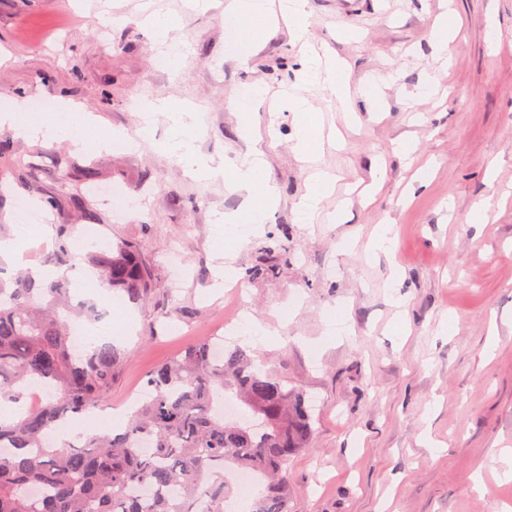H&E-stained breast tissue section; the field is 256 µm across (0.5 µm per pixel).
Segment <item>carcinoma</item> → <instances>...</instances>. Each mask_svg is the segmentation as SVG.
Returning <instances> with one entry per match:
<instances>
[{"label":"carcinoma","instance_id":"1","mask_svg":"<svg viewBox=\"0 0 512 512\" xmlns=\"http://www.w3.org/2000/svg\"><path fill=\"white\" fill-rule=\"evenodd\" d=\"M31 170L0 141V181L25 186ZM65 202L96 220L84 198ZM73 230L55 225L58 265L73 260ZM84 261L107 289L133 303L153 288L154 273L135 241L90 249ZM4 270L0 263V397L19 402L46 385L57 394L28 406L17 421L0 422V512H224L228 469L267 479L253 512H290L288 464L312 441L310 409L299 388L256 362L247 347L227 349L217 360L212 339L201 338L150 371L149 397L128 415L123 432L79 433L75 442L49 447L48 434L105 401L123 356L110 343L85 353L70 347L67 317L92 315L71 307L64 282L6 279ZM226 393L244 406L241 420L226 421L216 411ZM142 439L150 440L153 454L139 451ZM144 483L154 496L140 494ZM34 484L43 489L36 497Z\"/></svg>","mask_w":512,"mask_h":512}]
</instances>
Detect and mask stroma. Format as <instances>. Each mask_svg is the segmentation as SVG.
<instances>
[{
  "label": "stroma",
  "mask_w": 512,
  "mask_h": 512,
  "mask_svg": "<svg viewBox=\"0 0 512 512\" xmlns=\"http://www.w3.org/2000/svg\"><path fill=\"white\" fill-rule=\"evenodd\" d=\"M224 2L197 13L187 0H0V50L11 54L0 102L77 104L136 142L78 152L64 138H11L40 193L87 196L99 246L136 241L154 272L135 305L73 288L82 252L65 278L72 303H93L107 324L132 316L114 339L125 358L112 403L239 311L274 329L252 350L311 403L312 443L288 466L291 512H512V0H307L302 41L282 21L251 39L225 25ZM147 10L177 22L172 69L154 66ZM443 15L459 28L444 60L432 44ZM306 41L345 62L353 109L305 79ZM285 93L345 135L317 158L339 180L304 223L310 170L293 151L296 119L272 109ZM158 100L193 112L188 133L223 176L190 174L161 151L165 113L145 125L133 109ZM402 141L411 158L397 153ZM256 143L279 201L228 254L212 226L246 207L224 175ZM101 185L128 209L101 203ZM479 209L486 223H471ZM378 224L394 229L390 252L371 247ZM172 246L188 267L178 288ZM228 263L242 274L241 311L215 289Z\"/></svg>",
  "instance_id": "1"
}]
</instances>
